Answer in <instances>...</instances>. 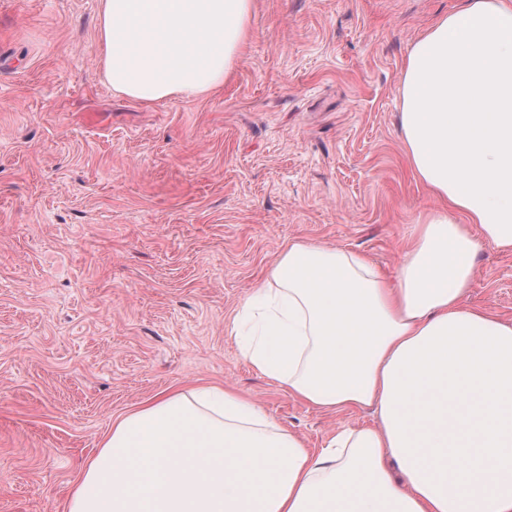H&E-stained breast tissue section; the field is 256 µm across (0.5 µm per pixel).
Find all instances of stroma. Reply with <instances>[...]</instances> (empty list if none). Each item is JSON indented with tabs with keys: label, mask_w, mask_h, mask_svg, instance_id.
<instances>
[{
	"label": "stroma",
	"mask_w": 512,
	"mask_h": 512,
	"mask_svg": "<svg viewBox=\"0 0 512 512\" xmlns=\"http://www.w3.org/2000/svg\"><path fill=\"white\" fill-rule=\"evenodd\" d=\"M461 0H254L223 86L145 104L100 64L101 0H0V512H64L114 417L213 383L308 447L370 411L289 398L229 334L291 240L396 269L435 201L402 70ZM468 301L512 323V252Z\"/></svg>",
	"instance_id": "obj_1"
}]
</instances>
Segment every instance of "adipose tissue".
I'll return each instance as SVG.
<instances>
[{
  "mask_svg": "<svg viewBox=\"0 0 512 512\" xmlns=\"http://www.w3.org/2000/svg\"><path fill=\"white\" fill-rule=\"evenodd\" d=\"M252 0H102L104 75L156 103L223 85ZM401 138L435 200L387 282L292 241L240 303L242 356L299 402L371 409L319 448L221 385L113 420L66 512H512V324L467 304L512 252V0H462L408 53Z\"/></svg>",
  "mask_w": 512,
  "mask_h": 512,
  "instance_id": "1",
  "label": "adipose tissue"
}]
</instances>
